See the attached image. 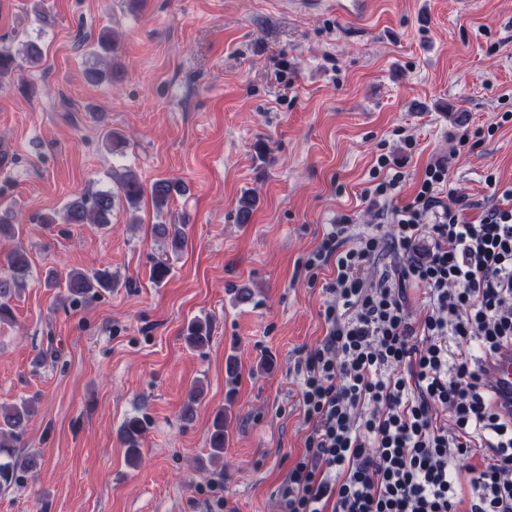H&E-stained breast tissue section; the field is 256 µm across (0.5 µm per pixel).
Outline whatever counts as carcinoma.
I'll list each match as a JSON object with an SVG mask.
<instances>
[{
    "label": "carcinoma",
    "mask_w": 512,
    "mask_h": 512,
    "mask_svg": "<svg viewBox=\"0 0 512 512\" xmlns=\"http://www.w3.org/2000/svg\"><path fill=\"white\" fill-rule=\"evenodd\" d=\"M17 66L11 49H0V82L11 76ZM175 185L168 179H160L151 187L154 205L163 208ZM145 193L140 180L128 173L117 180V190H101L89 198H80L68 204L65 219L72 224H97L108 227V215L112 212L115 199L122 196L132 205L137 204ZM154 234L163 241L166 248L180 251L187 242V225L156 224ZM32 276V267L25 250L16 247L0 258V323L12 318L9 301L14 291L24 287ZM117 286L112 271L99 268L86 274L73 272L66 281V289L73 300L89 298L102 291H110ZM187 345L194 350L205 349L211 341L210 325L199 319L188 323L183 331ZM35 407L30 401L11 406L0 405V491L12 488L19 483L20 473L40 468L42 458L36 454L20 456L16 453L17 444L23 437L27 423L33 416ZM145 433L144 421L137 417L128 418L120 428V439L126 448L127 460L136 463L141 459V445ZM224 411L216 413L209 436V459L219 460L224 456Z\"/></svg>",
    "instance_id": "carcinoma-1"
}]
</instances>
